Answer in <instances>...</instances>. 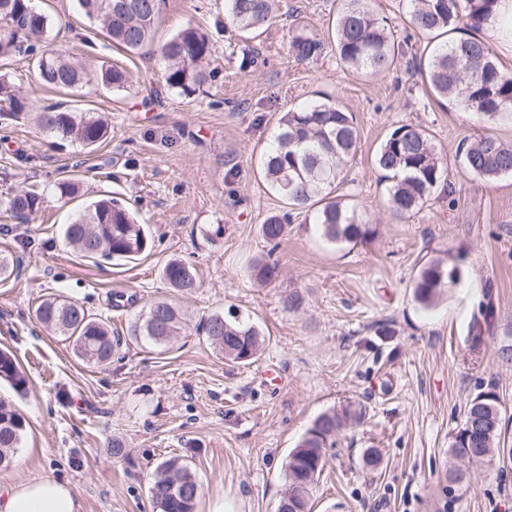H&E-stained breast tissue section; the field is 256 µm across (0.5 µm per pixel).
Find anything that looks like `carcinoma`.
Returning <instances> with one entry per match:
<instances>
[{
  "label": "carcinoma",
  "mask_w": 512,
  "mask_h": 512,
  "mask_svg": "<svg viewBox=\"0 0 512 512\" xmlns=\"http://www.w3.org/2000/svg\"><path fill=\"white\" fill-rule=\"evenodd\" d=\"M407 23L416 32L440 39L417 64L431 91L438 97L463 104L485 122L512 112V72L495 61L492 41L484 34L487 17L498 0H407ZM83 14L97 24L118 49L138 54L151 45L160 4L149 0H78ZM231 24L252 33L276 17V0H226ZM50 19L36 10L31 0H0V58L33 57L40 85L69 91L88 82V74L74 57L44 44ZM335 48L347 67L366 74H382L397 63L395 43L387 21L372 8L370 0H339L335 24ZM291 50L309 59L323 50L315 37L301 33L293 37ZM163 87L190 97L214 78L209 68L212 46L206 31L191 25L181 29L158 49ZM109 91L130 88L132 75L109 66L97 76ZM0 94L9 102L4 114L19 117L30 111V103L0 83ZM37 124L62 140L83 147L102 143L108 134L104 120L90 110H78L63 103L42 107ZM359 135L353 115L330 99L315 100L283 113L273 139L261 159L268 187L289 207L312 213L316 231L330 243L365 242L372 234L361 222L355 208L334 195L348 163L355 157ZM375 164L386 183V200L398 219L416 214L438 189L447 187L454 168L486 183L512 176V143L486 130L471 141L462 142L453 159L441 154L431 134L416 124L394 127L381 142ZM41 197L20 188L5 209L14 219L39 210ZM265 239L279 245L285 230L283 218L272 215L261 225ZM65 242L89 261L136 260L149 250L145 225L115 197L89 204L75 220L63 225ZM257 279H277L275 262L253 266ZM162 276L170 288L189 295L200 287L196 269L178 259L168 260ZM461 278L457 268L447 269L434 261L423 267L415 284L417 299L429 307L438 289ZM37 320L54 335L72 346L76 356L93 365L109 363L120 348L121 337L113 335L110 324L90 313L83 305L50 297L35 309ZM186 317L167 299H157L141 310L130 323L127 336L143 348L159 353L182 334ZM206 342L225 360L251 364L265 343V335L243 313L211 314L203 324ZM0 379L16 387L26 385L14 355L0 350ZM341 420L334 412L323 413L307 430L286 463L287 484L280 499L281 512H310L314 484L326 465L325 448L336 435ZM501 401L490 388L467 400L463 418L449 448L457 460L468 464L493 461L512 448L500 447ZM25 431V420L12 406L0 401V468L9 467ZM148 492L158 512H194L200 485L188 468L176 458L160 464L150 477Z\"/></svg>",
  "instance_id": "obj_1"
}]
</instances>
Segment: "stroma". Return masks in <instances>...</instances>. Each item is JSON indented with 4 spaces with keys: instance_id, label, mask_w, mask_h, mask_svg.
Listing matches in <instances>:
<instances>
[{
    "instance_id": "stroma-1",
    "label": "stroma",
    "mask_w": 512,
    "mask_h": 512,
    "mask_svg": "<svg viewBox=\"0 0 512 512\" xmlns=\"http://www.w3.org/2000/svg\"><path fill=\"white\" fill-rule=\"evenodd\" d=\"M36 6L51 19L52 47L96 72L121 64L133 83L111 93L92 81L64 96L39 84L33 60L0 66V78L34 110L65 98L107 116L110 128L88 149L40 130L31 114L0 117V206L23 185L42 196L36 214L0 224V252L18 267L0 281V349L14 354L27 380L21 391L0 380V400L26 420L0 487L47 477L73 488L80 512H155L149 476L180 457L201 486L196 512H277L289 452L319 415L347 412L326 448L311 512H512V460L467 466L464 485L448 492V448L466 401L481 389L499 393L501 442L512 448V365L496 358L512 344V176L489 184L452 173L450 195L435 193L401 221L374 166L395 126L422 125L451 156L487 128L512 141V118L488 127L457 102L431 96L416 70L429 39L411 31L405 0H375L400 46L396 68L377 76L339 61L337 0H277L276 19L246 39L224 0H163L156 43L190 24L205 29L217 78L204 94L163 93L149 110L140 103L159 84L155 56L113 48L76 0ZM302 31L323 42L319 56L291 54ZM323 98L352 112L360 130L339 193L372 229L365 243H326L259 173L281 115ZM70 173L79 192L67 202L56 184ZM108 196L150 229L151 248L136 261L93 263L62 238V225L86 202ZM283 214L289 221L274 249L261 226ZM175 257L196 268V293L174 295L163 280V263ZM267 258L280 274L265 284L252 267ZM435 260L462 277L426 307L414 282ZM295 293L302 304L292 310ZM58 295L121 334L143 306L171 298L187 326L168 352L131 342L94 366L37 322L38 302ZM231 308L250 314L267 337L252 364L224 361L203 339L204 320ZM116 440L126 457L108 455ZM370 454L377 466L367 465Z\"/></svg>"
}]
</instances>
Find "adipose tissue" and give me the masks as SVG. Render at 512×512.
<instances>
[{
  "label": "adipose tissue",
  "instance_id": "obj_1",
  "mask_svg": "<svg viewBox=\"0 0 512 512\" xmlns=\"http://www.w3.org/2000/svg\"><path fill=\"white\" fill-rule=\"evenodd\" d=\"M0 512H79V501L67 484L44 478L0 493Z\"/></svg>",
  "mask_w": 512,
  "mask_h": 512
}]
</instances>
